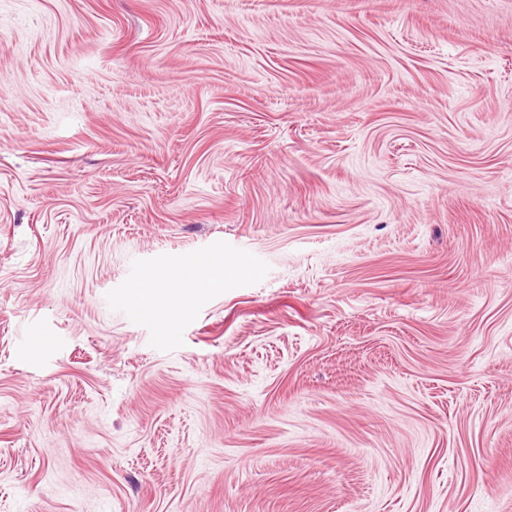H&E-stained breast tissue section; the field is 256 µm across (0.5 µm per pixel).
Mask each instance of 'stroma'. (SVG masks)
Here are the masks:
<instances>
[{"mask_svg":"<svg viewBox=\"0 0 512 512\" xmlns=\"http://www.w3.org/2000/svg\"><path fill=\"white\" fill-rule=\"evenodd\" d=\"M0 512H512V0H0Z\"/></svg>","mask_w":512,"mask_h":512,"instance_id":"stroma-1","label":"stroma"}]
</instances>
